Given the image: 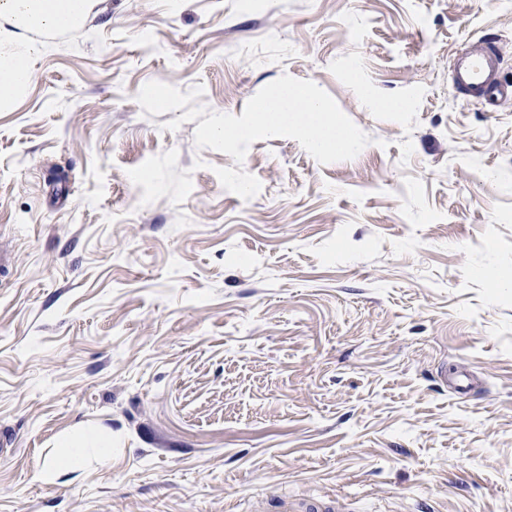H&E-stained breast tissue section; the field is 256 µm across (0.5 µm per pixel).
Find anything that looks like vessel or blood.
<instances>
[{
  "mask_svg": "<svg viewBox=\"0 0 512 512\" xmlns=\"http://www.w3.org/2000/svg\"><path fill=\"white\" fill-rule=\"evenodd\" d=\"M450 82L454 90L469 98L493 102L512 100V85L503 84L499 76V52L484 41L456 53L450 64ZM280 512H335L332 501L280 499Z\"/></svg>",
  "mask_w": 512,
  "mask_h": 512,
  "instance_id": "vessel-or-blood-1",
  "label": "vessel or blood"
}]
</instances>
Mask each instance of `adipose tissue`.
Masks as SVG:
<instances>
[{"mask_svg": "<svg viewBox=\"0 0 512 512\" xmlns=\"http://www.w3.org/2000/svg\"><path fill=\"white\" fill-rule=\"evenodd\" d=\"M89 0H0V13L14 18L22 25H35L47 30H70L85 18ZM38 51L35 44L0 47V103L9 102L31 81L30 60ZM60 455L37 477L51 481L61 472L79 464L87 454L98 462L108 463L112 457L109 440L95 430L85 431L76 441H63Z\"/></svg>", "mask_w": 512, "mask_h": 512, "instance_id": "ef3b65f1", "label": "adipose tissue"}]
</instances>
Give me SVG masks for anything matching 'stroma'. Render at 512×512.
Here are the masks:
<instances>
[{"instance_id":"stroma-1","label":"stroma","mask_w":512,"mask_h":512,"mask_svg":"<svg viewBox=\"0 0 512 512\" xmlns=\"http://www.w3.org/2000/svg\"><path fill=\"white\" fill-rule=\"evenodd\" d=\"M479 38L512 85V0L0 15V42L39 47L0 106V512H512V102L448 78ZM284 74L370 142L322 164L256 141L245 200L182 116L242 115ZM89 428L109 464L35 480ZM280 512H335L336 504L334 501H317L307 499H297L288 501V497L279 500Z\"/></svg>"}]
</instances>
